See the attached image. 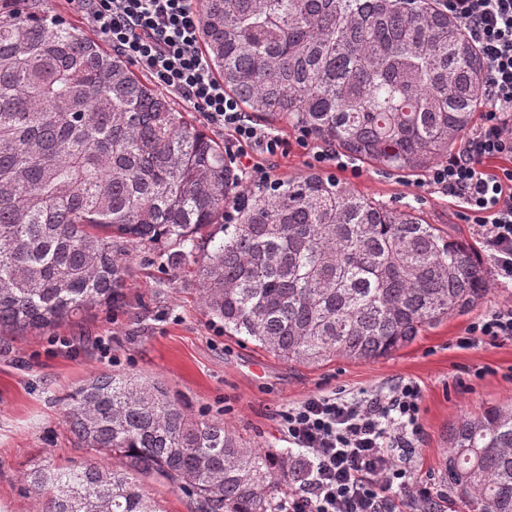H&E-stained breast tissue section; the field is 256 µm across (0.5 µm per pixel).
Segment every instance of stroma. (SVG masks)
<instances>
[{"mask_svg":"<svg viewBox=\"0 0 512 512\" xmlns=\"http://www.w3.org/2000/svg\"><path fill=\"white\" fill-rule=\"evenodd\" d=\"M334 176L382 204L416 210L441 232L475 239L451 199L432 193L424 175L362 163ZM128 261L127 307L59 328L75 343L70 352L52 351L46 333L0 341V512H39L41 500L24 491L20 466L80 461L58 398L92 375L112 372L162 381L192 414L223 417L251 445L285 453L290 447L278 426L279 411L319 392L386 394L400 382H415L422 432L413 447L394 454L431 489L435 512H467L441 482L449 433L462 415L512 402V341L461 349L456 339L481 315L512 303V288L493 284L468 313L426 328L388 357L308 365L281 360L246 337L225 335L223 323L201 306L193 277L174 274L161 250H135ZM99 336L111 337V358L97 350Z\"/></svg>","mask_w":512,"mask_h":512,"instance_id":"stroma-1","label":"stroma"}]
</instances>
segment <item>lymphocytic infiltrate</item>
I'll return each mask as SVG.
<instances>
[{"mask_svg": "<svg viewBox=\"0 0 512 512\" xmlns=\"http://www.w3.org/2000/svg\"><path fill=\"white\" fill-rule=\"evenodd\" d=\"M91 21L114 52L148 74L165 92L210 125L227 130L226 152L244 179L267 180L253 153L271 160L289 144L257 126L224 90L200 48L197 0H68ZM480 53L487 109L461 139L459 149L429 171L435 193L451 198L472 224L491 269L512 286V165L487 171L488 161L512 158V0H440ZM512 341V305L471 322L460 348L483 340ZM419 386L398 384L389 394L349 399L313 394L280 413L289 444L310 465L306 490L289 494L284 512H403L416 503L425 512L433 497L391 452L421 433Z\"/></svg>", "mask_w": 512, "mask_h": 512, "instance_id": "lymphocytic-infiltrate-1", "label": "lymphocytic infiltrate"}]
</instances>
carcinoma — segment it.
<instances>
[{
    "instance_id": "cac0c4a2",
    "label": "carcinoma",
    "mask_w": 512,
    "mask_h": 512,
    "mask_svg": "<svg viewBox=\"0 0 512 512\" xmlns=\"http://www.w3.org/2000/svg\"><path fill=\"white\" fill-rule=\"evenodd\" d=\"M0 17V335L125 304L126 246H164L224 332L285 361L377 360L489 290L480 252L412 210L312 171L242 189L191 113L79 24L9 0ZM202 51L246 112L416 175L486 105L482 60L438 0H200ZM242 196L234 223L221 224ZM86 454L21 472L41 512H281L300 456L247 445L159 381L86 379L61 398ZM443 485L468 512H512V404L453 426ZM147 489L158 498L166 512H191L188 499L172 487L157 482H149Z\"/></svg>"
}]
</instances>
